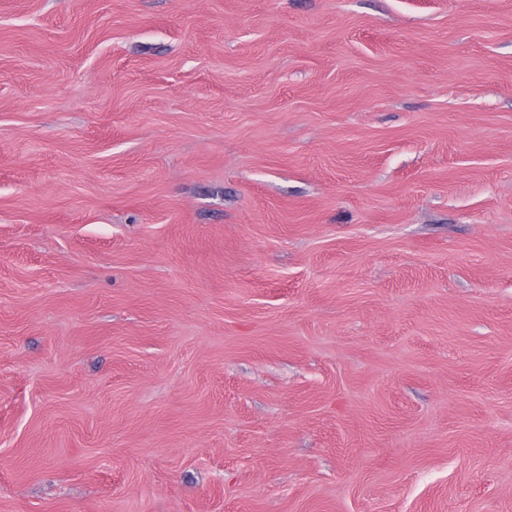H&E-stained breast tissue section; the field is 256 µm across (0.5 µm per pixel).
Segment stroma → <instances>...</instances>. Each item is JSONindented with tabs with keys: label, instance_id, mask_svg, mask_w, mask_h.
<instances>
[{
	"label": "stroma",
	"instance_id": "1",
	"mask_svg": "<svg viewBox=\"0 0 512 512\" xmlns=\"http://www.w3.org/2000/svg\"><path fill=\"white\" fill-rule=\"evenodd\" d=\"M0 512H512V0H0Z\"/></svg>",
	"mask_w": 512,
	"mask_h": 512
}]
</instances>
